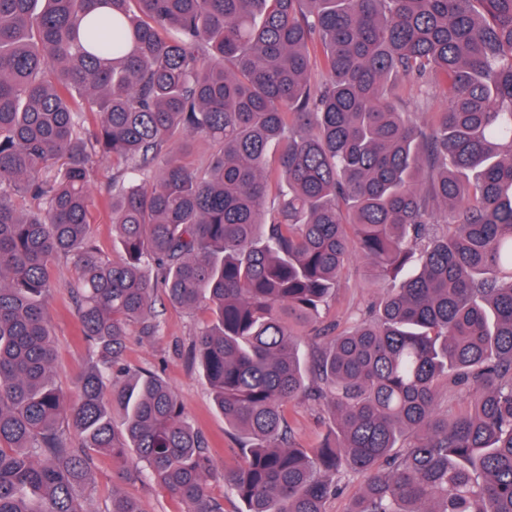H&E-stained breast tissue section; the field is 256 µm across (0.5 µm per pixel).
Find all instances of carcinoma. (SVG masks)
<instances>
[{
	"mask_svg": "<svg viewBox=\"0 0 512 512\" xmlns=\"http://www.w3.org/2000/svg\"><path fill=\"white\" fill-rule=\"evenodd\" d=\"M400 78L448 102L417 119ZM187 136L213 152L155 168ZM106 158L118 261L90 233ZM356 257L384 286L331 332ZM60 259L75 404L52 383ZM159 288L210 312L193 358L248 443L222 470L162 375L120 363L131 328L159 334ZM302 399L334 417L314 448ZM96 453L184 512H224L215 478L242 512H326L350 473L348 512H512V0H0V512H87ZM55 288L47 302V312L57 360L56 385L69 398L77 395V379L89 364L86 346L80 340L79 321L68 288L75 278L70 263L54 264ZM288 419L296 442L303 448L315 447L326 433L328 417L322 407L296 401L288 408Z\"/></svg>",
	"mask_w": 512,
	"mask_h": 512,
	"instance_id": "obj_1",
	"label": "carcinoma"
}]
</instances>
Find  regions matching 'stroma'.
<instances>
[{"label": "stroma", "instance_id": "1", "mask_svg": "<svg viewBox=\"0 0 512 512\" xmlns=\"http://www.w3.org/2000/svg\"><path fill=\"white\" fill-rule=\"evenodd\" d=\"M55 288L47 302V312L57 360L56 385L68 397L77 395V379L89 364L88 351L80 339L79 321L68 288L75 278L70 263L54 264ZM380 288L369 276L362 260H351L344 268L339 286L323 315L324 321L347 326L350 317L377 296ZM161 313V331L153 340L129 337L122 362L133 369L153 370L172 385L189 420L204 435L216 465L233 463L242 455L239 440L229 434L223 416L212 407L209 388L189 354L195 329L205 322L206 309L189 313L157 299ZM288 419L297 443L305 448L319 444L326 433L328 417L324 408L297 401L288 409ZM136 465L134 457L112 459L96 456L84 485L83 494L89 512H106L113 492L137 498L143 512H184V503L174 500L158 485L131 481L127 471Z\"/></svg>", "mask_w": 512, "mask_h": 512}]
</instances>
